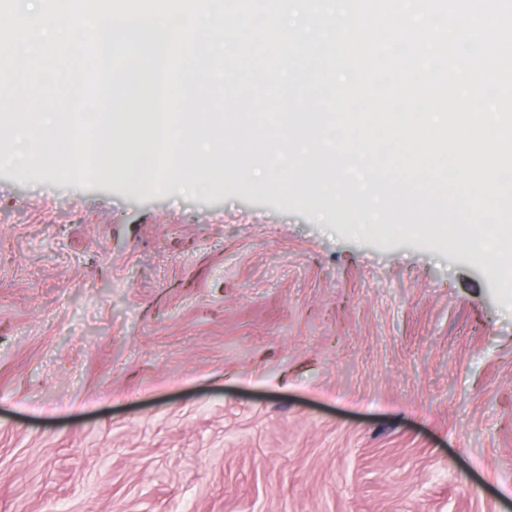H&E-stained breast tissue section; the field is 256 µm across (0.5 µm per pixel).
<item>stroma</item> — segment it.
Masks as SVG:
<instances>
[{"instance_id":"stroma-1","label":"stroma","mask_w":512,"mask_h":512,"mask_svg":"<svg viewBox=\"0 0 512 512\" xmlns=\"http://www.w3.org/2000/svg\"><path fill=\"white\" fill-rule=\"evenodd\" d=\"M235 163L0 171V512H512L500 261Z\"/></svg>"}]
</instances>
